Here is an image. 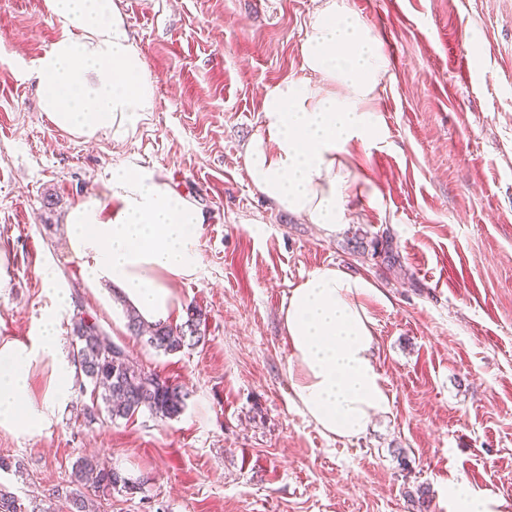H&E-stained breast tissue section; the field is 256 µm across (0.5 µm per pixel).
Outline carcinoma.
<instances>
[{"mask_svg": "<svg viewBox=\"0 0 512 512\" xmlns=\"http://www.w3.org/2000/svg\"><path fill=\"white\" fill-rule=\"evenodd\" d=\"M126 318L129 332L158 352L174 354L203 340L201 314L192 309L179 325L159 323L148 330L135 310L126 311ZM72 359L92 385L93 397L100 400L96 411H105L112 421L140 411L170 419L183 411L186 394L179 386L131 359L123 346L111 341L96 323L84 316L74 321ZM72 477L73 482L104 497L116 489H132L119 470L93 457L78 460ZM0 512H22L18 498L2 484Z\"/></svg>", "mask_w": 512, "mask_h": 512, "instance_id": "obj_1", "label": "carcinoma"}]
</instances>
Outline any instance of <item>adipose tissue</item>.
I'll list each match as a JSON object with an SVG mask.
<instances>
[{"label": "adipose tissue", "instance_id": "obj_1", "mask_svg": "<svg viewBox=\"0 0 512 512\" xmlns=\"http://www.w3.org/2000/svg\"><path fill=\"white\" fill-rule=\"evenodd\" d=\"M49 4L61 34L33 64L41 110L70 133L90 138L108 131L113 140L124 139L144 113L154 111L155 93L115 0ZM301 54L305 69L322 82L291 78L267 89L264 131L246 146L245 170L277 208L333 236L350 220L349 199L363 191L345 152L350 142L377 133L364 103L377 95L387 62L379 35L345 0H325L315 12ZM108 188L119 202L110 219L102 218L95 200L69 212L70 246L91 256V280L111 281L145 323L166 322L179 308L172 282L196 263L202 212L134 163L113 169ZM373 291L367 279L327 266L293 288L282 309L293 399L329 436L359 437L391 408L364 304ZM57 325V312H48L31 342L0 345V427L40 432L47 410L68 397L78 367L58 358ZM45 359L52 363V379L45 408L37 411L23 398L33 363Z\"/></svg>", "mask_w": 512, "mask_h": 512}]
</instances>
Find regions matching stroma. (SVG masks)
<instances>
[{
  "label": "stroma",
  "instance_id": "stroma-1",
  "mask_svg": "<svg viewBox=\"0 0 512 512\" xmlns=\"http://www.w3.org/2000/svg\"><path fill=\"white\" fill-rule=\"evenodd\" d=\"M155 81L156 109L126 140L78 137L41 112L33 62L61 28L49 0H0V343L36 335L55 271L75 314L187 394L173 419L88 415L72 391L40 434L0 428V471L26 512H70L72 467L93 455L136 481L99 512H448L465 483L512 512V0H345L383 42L387 79L365 104L376 138L348 146L343 233L278 211L251 186L244 151L267 88L303 76L320 0H116ZM154 171L204 214L194 272L173 284L203 340L174 355L131 336L111 282H91L66 215L112 208V168ZM390 233L389 266L373 243ZM322 266L375 283L364 304L388 415L346 440L291 398L281 309Z\"/></svg>",
  "mask_w": 512,
  "mask_h": 512
}]
</instances>
